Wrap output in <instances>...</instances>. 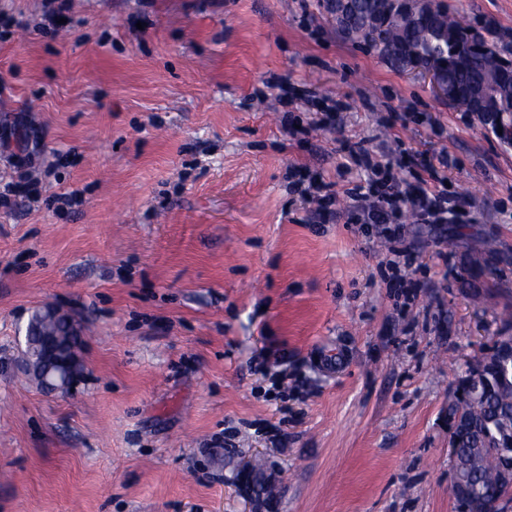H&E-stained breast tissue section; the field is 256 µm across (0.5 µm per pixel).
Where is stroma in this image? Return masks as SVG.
I'll return each mask as SVG.
<instances>
[{
	"label": "stroma",
	"mask_w": 512,
	"mask_h": 512,
	"mask_svg": "<svg viewBox=\"0 0 512 512\" xmlns=\"http://www.w3.org/2000/svg\"><path fill=\"white\" fill-rule=\"evenodd\" d=\"M0 0V512H245L264 454L278 512H457L448 401L512 321V146L346 40L320 0ZM512 45V0H444ZM285 84L267 88L270 77ZM336 123L319 128L325 113ZM300 125L282 129V114ZM386 144L400 188L448 152L454 224L390 245L350 221ZM305 166L328 209L290 192ZM79 190L57 208L50 196ZM84 323L65 396L23 374L44 305Z\"/></svg>",
	"instance_id": "obj_1"
}]
</instances>
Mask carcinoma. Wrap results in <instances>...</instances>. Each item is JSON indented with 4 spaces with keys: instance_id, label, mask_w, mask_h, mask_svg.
Masks as SVG:
<instances>
[{
    "instance_id": "carcinoma-1",
    "label": "carcinoma",
    "mask_w": 512,
    "mask_h": 512,
    "mask_svg": "<svg viewBox=\"0 0 512 512\" xmlns=\"http://www.w3.org/2000/svg\"><path fill=\"white\" fill-rule=\"evenodd\" d=\"M389 7L388 0H355L350 31L361 37L359 44L375 49L391 65L406 68L415 58L442 62L457 89L451 105L473 112L470 105L476 78L496 77L512 98V58L486 26L465 25L440 0L422 11L413 0H396V14L380 28L381 40L371 42L366 32ZM63 322L41 311L32 314L27 329L38 334L61 330ZM469 425L456 433L458 457L468 463L472 496L492 501L498 492L502 463H512V430L501 428L504 416L512 414V369H493L487 374L483 398L461 405Z\"/></svg>"
}]
</instances>
